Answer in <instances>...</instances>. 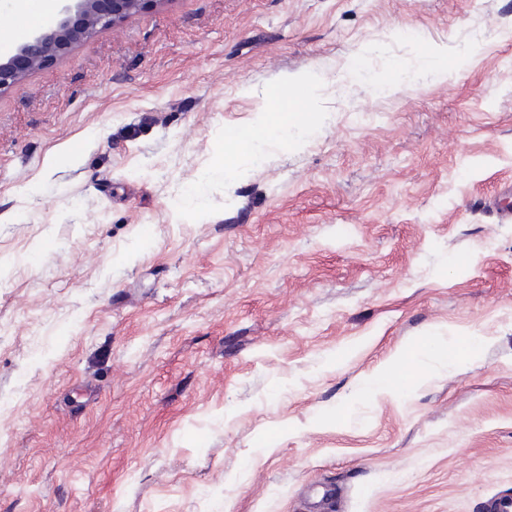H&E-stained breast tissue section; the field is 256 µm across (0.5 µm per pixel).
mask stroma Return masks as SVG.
Segmentation results:
<instances>
[{"instance_id":"obj_1","label":"stroma","mask_w":512,"mask_h":512,"mask_svg":"<svg viewBox=\"0 0 512 512\" xmlns=\"http://www.w3.org/2000/svg\"><path fill=\"white\" fill-rule=\"evenodd\" d=\"M510 186L512 0H166L0 92V512H487ZM317 82L315 77L309 76L298 81V90L294 91L293 95L289 94V98L281 94L273 95V102L284 104L283 112L269 113L261 127H249L237 133L235 138H228L229 148L231 153H235V156L231 161L225 163L224 172L229 174L236 159L251 150L256 144L277 141L288 133V129L302 125L304 123L302 113L293 109V99L296 97L301 99L305 96L307 89L316 85ZM411 381L408 376L399 371L380 372L366 380L363 386L364 394L373 396L381 393H394L404 390Z\"/></svg>"}]
</instances>
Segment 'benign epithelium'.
<instances>
[{"instance_id":"obj_1","label":"benign epithelium","mask_w":512,"mask_h":512,"mask_svg":"<svg viewBox=\"0 0 512 512\" xmlns=\"http://www.w3.org/2000/svg\"><path fill=\"white\" fill-rule=\"evenodd\" d=\"M165 0H63L57 19L0 60V92L65 54L97 30L116 26L129 15L156 8Z\"/></svg>"}]
</instances>
